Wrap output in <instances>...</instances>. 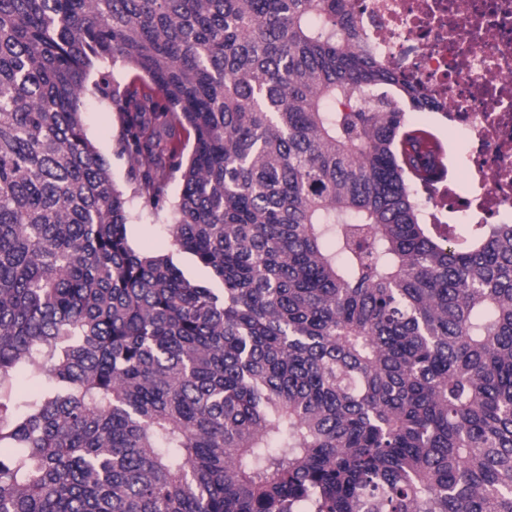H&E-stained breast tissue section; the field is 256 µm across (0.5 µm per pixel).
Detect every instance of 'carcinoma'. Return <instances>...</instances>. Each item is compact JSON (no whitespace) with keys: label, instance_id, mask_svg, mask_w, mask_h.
I'll return each instance as SVG.
<instances>
[{"label":"carcinoma","instance_id":"carcinoma-1","mask_svg":"<svg viewBox=\"0 0 512 512\" xmlns=\"http://www.w3.org/2000/svg\"><path fill=\"white\" fill-rule=\"evenodd\" d=\"M360 40L348 0H0V512H512V224L423 223L427 102ZM91 89L222 288L130 245Z\"/></svg>","mask_w":512,"mask_h":512}]
</instances>
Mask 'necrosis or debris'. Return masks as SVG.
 Wrapping results in <instances>:
<instances>
[{
	"label": "necrosis or debris",
	"instance_id": "necrosis-or-debris-1",
	"mask_svg": "<svg viewBox=\"0 0 512 512\" xmlns=\"http://www.w3.org/2000/svg\"><path fill=\"white\" fill-rule=\"evenodd\" d=\"M361 45L419 84L463 143V182L417 190L427 223L512 222V0H350Z\"/></svg>",
	"mask_w": 512,
	"mask_h": 512
}]
</instances>
